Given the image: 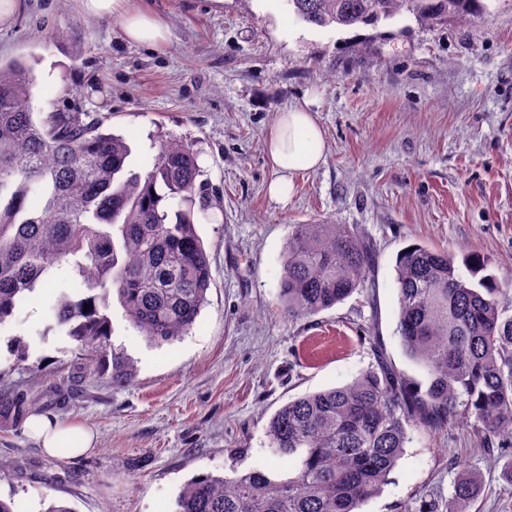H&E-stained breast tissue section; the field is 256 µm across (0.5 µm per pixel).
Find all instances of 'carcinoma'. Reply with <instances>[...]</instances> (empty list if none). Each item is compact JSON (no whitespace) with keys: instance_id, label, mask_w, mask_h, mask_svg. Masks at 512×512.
Wrapping results in <instances>:
<instances>
[{"instance_id":"1","label":"carcinoma","mask_w":512,"mask_h":512,"mask_svg":"<svg viewBox=\"0 0 512 512\" xmlns=\"http://www.w3.org/2000/svg\"><path fill=\"white\" fill-rule=\"evenodd\" d=\"M285 2L298 21L318 27L374 26L403 14L426 25L468 23L489 9V0ZM32 87L25 63L0 62V333L51 283V271L67 267L71 279L55 286L46 330L75 343L80 374L123 386L136 368L112 350V293L157 345L186 335L207 304L197 156L187 143L163 142L142 175L128 168L126 140L102 122L71 112L34 115ZM375 254L352 226L293 225L278 284L284 315L311 318L368 287ZM464 265L468 278L454 255L422 244L396 257V331L426 383L378 354L377 368L276 411L269 448L288 471L194 477L175 512H356L398 466L411 426L436 433L466 421L482 447L512 439V290L483 274L480 256ZM8 343L13 365L26 362L28 344ZM31 407L21 395L0 393V418L20 423ZM457 466L447 512H465L481 486L467 460Z\"/></svg>"}]
</instances>
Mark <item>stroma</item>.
Returning a JSON list of instances; mask_svg holds the SVG:
<instances>
[{"label":"stroma","mask_w":512,"mask_h":512,"mask_svg":"<svg viewBox=\"0 0 512 512\" xmlns=\"http://www.w3.org/2000/svg\"><path fill=\"white\" fill-rule=\"evenodd\" d=\"M166 25L168 43L126 42L119 17L80 0H22L0 25V60L33 69L34 112H80L124 136L134 171L164 141L192 144L206 205L196 214L209 254L208 302L174 344L150 343L111 307L112 345L131 358V384L79 375L72 343L43 335L48 290L7 328L29 345L12 366L0 346V391L93 431L77 459L46 455L25 426L0 418V499L17 512H174L198 475L284 468L268 448L273 414L295 397L340 387L374 368L370 329L408 375L420 369L396 334L395 259L423 244L476 254L512 274V0L467 24L413 17L376 27H317L284 0H129ZM312 102L324 164L294 176L287 204L271 200L265 150L280 112ZM358 227L373 241L369 288L289 322L278 280L293 224ZM410 440L381 493L360 512H446L464 457L482 476L468 512H512V451L478 450L470 426ZM244 450L232 465L230 454Z\"/></svg>","instance_id":"35a3bbf8"}]
</instances>
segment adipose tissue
I'll return each instance as SVG.
<instances>
[{"label":"adipose tissue","instance_id":"1","mask_svg":"<svg viewBox=\"0 0 512 512\" xmlns=\"http://www.w3.org/2000/svg\"><path fill=\"white\" fill-rule=\"evenodd\" d=\"M81 2L88 14L119 17L123 36L129 42L160 45L170 39L167 26L148 11L126 9L125 0ZM266 146L277 173L268 185V194L276 202L287 203L293 190L294 172L316 169L325 158L324 133L309 105H298L280 112ZM26 428L31 437L52 457L74 458L94 445L92 434L74 421L34 413L27 418Z\"/></svg>","mask_w":512,"mask_h":512}]
</instances>
